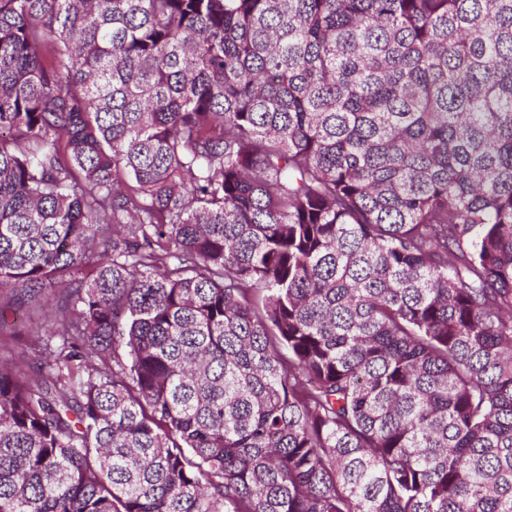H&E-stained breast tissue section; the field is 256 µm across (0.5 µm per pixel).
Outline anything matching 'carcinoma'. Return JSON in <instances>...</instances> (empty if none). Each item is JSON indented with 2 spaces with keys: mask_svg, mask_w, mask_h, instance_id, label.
Wrapping results in <instances>:
<instances>
[{
  "mask_svg": "<svg viewBox=\"0 0 512 512\" xmlns=\"http://www.w3.org/2000/svg\"><path fill=\"white\" fill-rule=\"evenodd\" d=\"M0 512H512V0H0Z\"/></svg>",
  "mask_w": 512,
  "mask_h": 512,
  "instance_id": "obj_1",
  "label": "carcinoma"
}]
</instances>
